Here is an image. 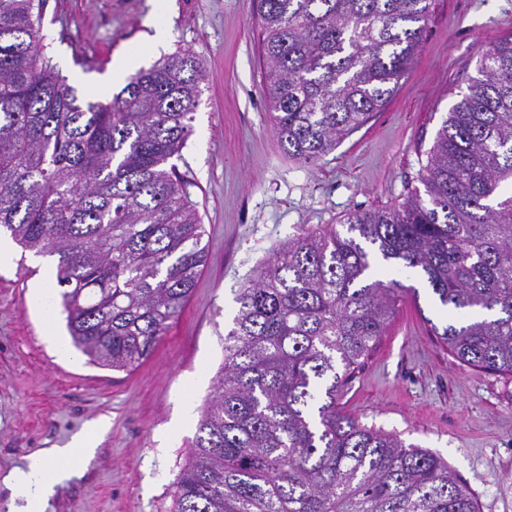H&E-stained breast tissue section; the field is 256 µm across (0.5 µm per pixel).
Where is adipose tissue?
Segmentation results:
<instances>
[{
  "instance_id": "adipose-tissue-1",
  "label": "adipose tissue",
  "mask_w": 512,
  "mask_h": 512,
  "mask_svg": "<svg viewBox=\"0 0 512 512\" xmlns=\"http://www.w3.org/2000/svg\"><path fill=\"white\" fill-rule=\"evenodd\" d=\"M108 427L107 420L94 421L87 432L76 435L67 447L32 456L26 470L13 477V484L25 502L23 512H42L54 487L75 476L74 460L92 456L98 437Z\"/></svg>"
}]
</instances>
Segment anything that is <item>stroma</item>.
<instances>
[{
  "mask_svg": "<svg viewBox=\"0 0 512 512\" xmlns=\"http://www.w3.org/2000/svg\"><path fill=\"white\" fill-rule=\"evenodd\" d=\"M45 53L80 95L108 100L113 62L139 69L177 51L203 66L193 132L175 165L204 226L207 263L190 300L132 371L89 363L61 311L35 297L56 258L12 246L0 265V512L22 504L7 481L98 418L110 426L44 512H174L173 483L193 452L224 365L238 288L289 236L401 206L436 132L481 55L512 35V0H432L420 47L386 103L314 164L288 158L272 129L258 0H37ZM168 27L152 49L149 13ZM442 310L426 286L405 294L339 403L362 424L433 452L479 512H512V379L462 365L433 336ZM54 334L57 345L46 341ZM192 406L188 423L180 418Z\"/></svg>",
  "mask_w": 512,
  "mask_h": 512,
  "instance_id": "stroma-1",
  "label": "stroma"
}]
</instances>
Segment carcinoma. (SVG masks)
Returning a JSON list of instances; mask_svg holds the SVG:
<instances>
[{
    "label": "carcinoma",
    "mask_w": 512,
    "mask_h": 512,
    "mask_svg": "<svg viewBox=\"0 0 512 512\" xmlns=\"http://www.w3.org/2000/svg\"><path fill=\"white\" fill-rule=\"evenodd\" d=\"M430 0H259L268 111L288 157L314 164L364 124L414 58ZM36 0H0V233L58 256L73 345L131 371L190 299L203 226L176 173L203 64L177 51L106 103L45 56ZM400 208L288 240L239 289L224 366L176 512H476L432 452L343 414L337 398L403 292L461 363L512 379V38L477 64Z\"/></svg>",
    "instance_id": "1"
}]
</instances>
